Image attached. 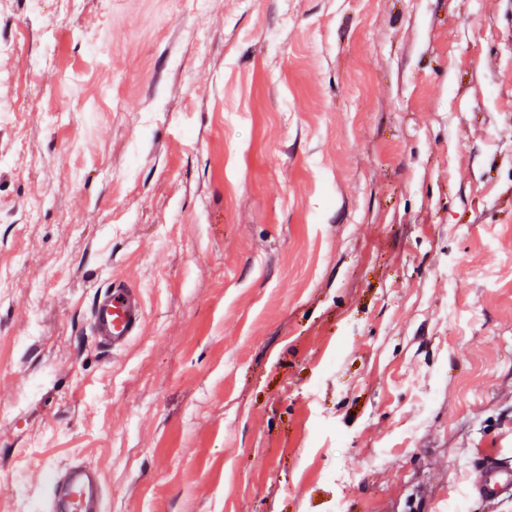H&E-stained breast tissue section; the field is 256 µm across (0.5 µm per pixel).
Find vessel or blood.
Segmentation results:
<instances>
[{
  "instance_id": "b4317fda",
  "label": "vessel or blood",
  "mask_w": 512,
  "mask_h": 512,
  "mask_svg": "<svg viewBox=\"0 0 512 512\" xmlns=\"http://www.w3.org/2000/svg\"><path fill=\"white\" fill-rule=\"evenodd\" d=\"M145 319L143 297L121 283L98 289L92 299L89 328L104 346L119 351L136 337ZM475 495L512 498V470L487 459L475 469ZM46 491L34 512H105V489L86 465L74 464L46 475Z\"/></svg>"
}]
</instances>
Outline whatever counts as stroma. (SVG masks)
<instances>
[{
    "instance_id": "35a3bbf8",
    "label": "stroma",
    "mask_w": 512,
    "mask_h": 512,
    "mask_svg": "<svg viewBox=\"0 0 512 512\" xmlns=\"http://www.w3.org/2000/svg\"><path fill=\"white\" fill-rule=\"evenodd\" d=\"M490 456L512 0H0V512L74 462L108 512H512ZM144 319L142 295L123 283L112 282L93 295L89 328L112 351L124 349L140 333ZM477 479L472 493L479 497L508 500L512 498V470L489 458L475 469Z\"/></svg>"
}]
</instances>
